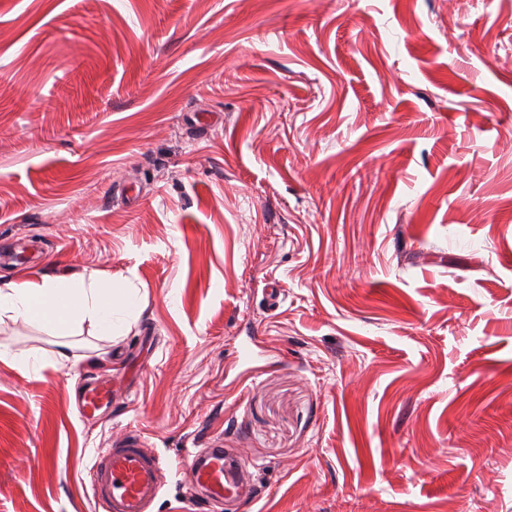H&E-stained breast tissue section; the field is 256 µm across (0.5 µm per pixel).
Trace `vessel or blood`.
<instances>
[{
	"label": "vessel or blood",
	"mask_w": 512,
	"mask_h": 512,
	"mask_svg": "<svg viewBox=\"0 0 512 512\" xmlns=\"http://www.w3.org/2000/svg\"><path fill=\"white\" fill-rule=\"evenodd\" d=\"M111 402V384L94 383L79 394L77 409L88 419ZM190 474L213 505L237 500L248 491L240 458L232 448L194 452ZM164 476L159 454L148 450L140 432L129 430L116 437L110 447L96 450L90 468L91 492L102 512H153Z\"/></svg>",
	"instance_id": "vessel-or-blood-1"
}]
</instances>
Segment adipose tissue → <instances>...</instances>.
<instances>
[{
	"instance_id": "obj_1",
	"label": "adipose tissue",
	"mask_w": 512,
	"mask_h": 512,
	"mask_svg": "<svg viewBox=\"0 0 512 512\" xmlns=\"http://www.w3.org/2000/svg\"><path fill=\"white\" fill-rule=\"evenodd\" d=\"M139 311L132 288L120 281L101 285L93 274L47 276L37 283L19 273L0 280V316L37 323L60 336L71 335L86 322L97 335L111 340L121 336L123 321Z\"/></svg>"
}]
</instances>
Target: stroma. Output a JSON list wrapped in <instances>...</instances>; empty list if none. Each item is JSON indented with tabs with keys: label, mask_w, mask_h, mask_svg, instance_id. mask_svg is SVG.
Wrapping results in <instances>:
<instances>
[{
	"label": "stroma",
	"mask_w": 512,
	"mask_h": 512,
	"mask_svg": "<svg viewBox=\"0 0 512 512\" xmlns=\"http://www.w3.org/2000/svg\"><path fill=\"white\" fill-rule=\"evenodd\" d=\"M494 53L512 0H0V277L142 305L63 365L0 361V512H96L92 458L126 430L163 459L154 512H189L218 439L258 489L228 512H512ZM1 350L57 346L6 318ZM93 376L115 397L86 421Z\"/></svg>",
	"instance_id": "35a3bbf8"
}]
</instances>
